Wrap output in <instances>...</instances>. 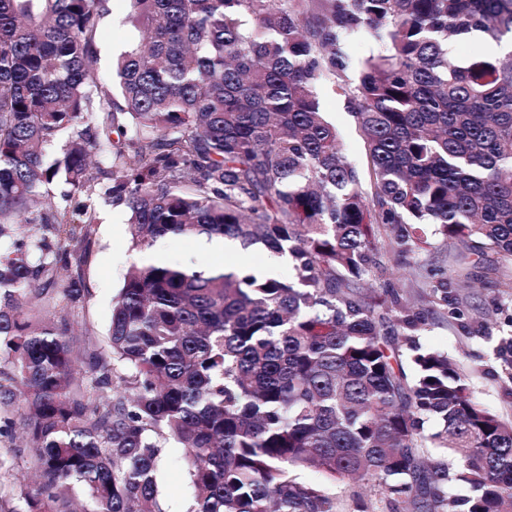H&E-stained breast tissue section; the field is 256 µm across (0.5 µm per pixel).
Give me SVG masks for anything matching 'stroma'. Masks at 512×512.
Wrapping results in <instances>:
<instances>
[{
  "mask_svg": "<svg viewBox=\"0 0 512 512\" xmlns=\"http://www.w3.org/2000/svg\"><path fill=\"white\" fill-rule=\"evenodd\" d=\"M136 40L125 0H109L98 32L99 80H110L113 59ZM317 92L327 119L340 132L344 153L358 170H365L364 143L344 97L328 81L318 83ZM128 217L125 203L98 196L96 233L83 267L86 298L74 323L80 346L101 351L108 348L112 299L121 286L123 273L139 256L138 250L131 247ZM454 252V247L442 237L429 235L424 248L408 254L409 267L398 280L397 288L401 297L415 308L429 311L421 344L448 352L465 374L476 400L494 414L512 419V376L496 352L499 336L512 331V264L491 252L484 262L493 271L484 281L469 284L453 275L450 299L462 312L456 318L446 307L429 304L427 300L429 270L442 268L452 272ZM30 477L26 449L14 447L6 439L0 441V498L17 502ZM300 478L335 495L339 512H354L353 500L357 497L367 503L369 512H391L372 485L335 480L311 470L302 472ZM157 480L166 512H189L193 500L182 449L165 450Z\"/></svg>",
  "mask_w": 512,
  "mask_h": 512,
  "instance_id": "1",
  "label": "stroma"
}]
</instances>
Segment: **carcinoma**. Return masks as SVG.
Listing matches in <instances>:
<instances>
[{
    "label": "carcinoma",
    "instance_id": "1",
    "mask_svg": "<svg viewBox=\"0 0 512 512\" xmlns=\"http://www.w3.org/2000/svg\"><path fill=\"white\" fill-rule=\"evenodd\" d=\"M106 2L0 0V438L23 429L37 478L11 512H76L80 492L85 512H165L171 442L190 512H338L306 468L374 484L393 512H509L512 421L416 342L424 310L369 281L382 226L403 255L432 225L473 282L487 252L512 262V52L448 53L512 35V0H128L140 38L111 87ZM361 33L383 49L354 82L343 45ZM323 79L355 118L368 192ZM58 182L63 203L36 208ZM104 182L142 253L221 236L294 276L139 261L108 351L79 360ZM428 278L448 304V273ZM491 40H486L482 37L475 38L470 41H465L461 43H453L449 46L450 53L457 59L461 61H465L469 59L472 55L475 54H481V55H488V56H494L497 55V53L502 52L510 48V44L502 43L501 45L494 46L495 53H492L486 49V43ZM182 448H165L157 480L166 512H189L193 500Z\"/></svg>",
    "mask_w": 512,
    "mask_h": 512
}]
</instances>
